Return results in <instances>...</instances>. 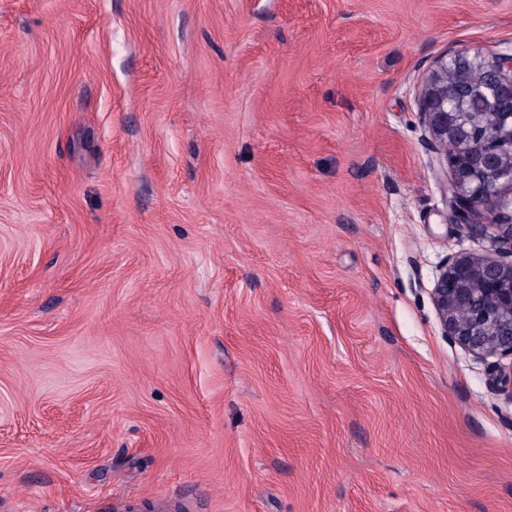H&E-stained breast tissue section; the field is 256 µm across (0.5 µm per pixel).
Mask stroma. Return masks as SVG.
Wrapping results in <instances>:
<instances>
[{
    "mask_svg": "<svg viewBox=\"0 0 512 512\" xmlns=\"http://www.w3.org/2000/svg\"><path fill=\"white\" fill-rule=\"evenodd\" d=\"M462 48L512 0H0V512H512L431 300Z\"/></svg>",
    "mask_w": 512,
    "mask_h": 512,
    "instance_id": "obj_1",
    "label": "stroma"
}]
</instances>
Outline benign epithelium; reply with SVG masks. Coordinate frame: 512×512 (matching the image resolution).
<instances>
[{
    "instance_id": "7a95c632",
    "label": "benign epithelium",
    "mask_w": 512,
    "mask_h": 512,
    "mask_svg": "<svg viewBox=\"0 0 512 512\" xmlns=\"http://www.w3.org/2000/svg\"><path fill=\"white\" fill-rule=\"evenodd\" d=\"M419 114L449 169V219L500 255L459 256L441 268L431 299L443 334L478 360L512 357V49L448 51ZM492 385L512 398V364L494 369Z\"/></svg>"
}]
</instances>
